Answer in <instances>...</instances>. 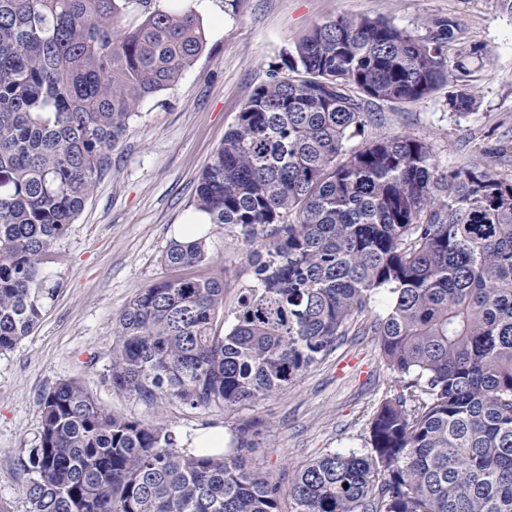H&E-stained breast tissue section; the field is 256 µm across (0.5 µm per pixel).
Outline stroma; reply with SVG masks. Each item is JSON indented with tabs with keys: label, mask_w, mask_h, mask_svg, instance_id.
Here are the masks:
<instances>
[{
	"label": "stroma",
	"mask_w": 512,
	"mask_h": 512,
	"mask_svg": "<svg viewBox=\"0 0 512 512\" xmlns=\"http://www.w3.org/2000/svg\"><path fill=\"white\" fill-rule=\"evenodd\" d=\"M190 6L206 48L171 88L140 104L111 152L92 196L41 268L60 291L34 332L0 352V512H28L22 489L31 478L21 459L38 446L39 399L77 376L113 413L162 421L189 449L197 432L220 429L225 448L241 424L255 433V456L280 481L330 451L367 452L374 412L390 394L393 373L374 337L349 335L321 365L288 391L224 412L180 403L155 410L104 384L112 323L136 294L179 277L161 257L175 230L194 213L205 165L224 142L254 89L282 67L299 39L323 20L349 14L383 19L415 36L434 20L456 22L446 64L474 88L477 104L461 115L448 90L411 104L380 102L378 136L410 133L431 144L440 169L472 163L512 179V8L505 0H156ZM209 260L199 274L223 277L224 308L232 310L253 281L254 241L239 228L213 224L204 235Z\"/></svg>",
	"instance_id": "1"
}]
</instances>
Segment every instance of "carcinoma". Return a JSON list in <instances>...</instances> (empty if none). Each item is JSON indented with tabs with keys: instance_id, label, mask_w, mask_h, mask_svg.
<instances>
[{
	"instance_id": "cac0c4a2",
	"label": "carcinoma",
	"mask_w": 512,
	"mask_h": 512,
	"mask_svg": "<svg viewBox=\"0 0 512 512\" xmlns=\"http://www.w3.org/2000/svg\"><path fill=\"white\" fill-rule=\"evenodd\" d=\"M139 12L136 22L116 19ZM428 37L338 15L316 24L256 87L203 170L195 205L259 239L254 283L224 318V278L181 276L135 296L112 325L104 382L158 409L234 410L324 362L363 327L395 374L371 450L329 452L288 484L250 459L187 453L161 423L115 415L74 377L39 400L23 464L29 512H512V181L439 170L410 134L374 136L376 102L474 89ZM205 34L188 8L152 0H0V351L31 335L58 293L43 257L68 234L146 99L174 85ZM204 241L163 262L191 268Z\"/></svg>"
}]
</instances>
